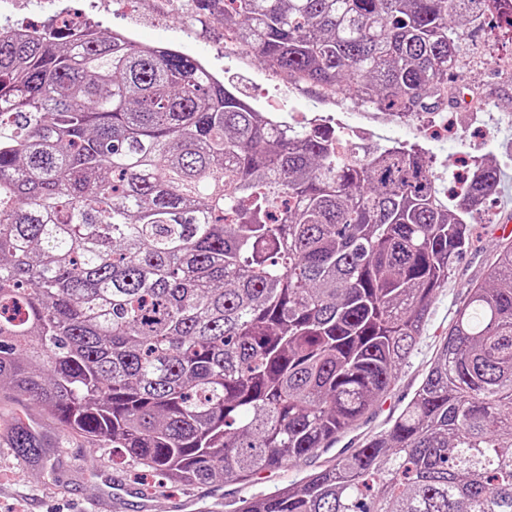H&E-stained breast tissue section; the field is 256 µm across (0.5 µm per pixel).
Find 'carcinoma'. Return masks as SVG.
Instances as JSON below:
<instances>
[{
  "mask_svg": "<svg viewBox=\"0 0 512 512\" xmlns=\"http://www.w3.org/2000/svg\"><path fill=\"white\" fill-rule=\"evenodd\" d=\"M289 80L411 113L512 0H195ZM260 112L125 32L0 33V393L158 487L246 481L355 426L409 358L500 169L444 199L403 146ZM16 455L51 452L21 420ZM236 512H512V241L384 432Z\"/></svg>",
  "mask_w": 512,
  "mask_h": 512,
  "instance_id": "carcinoma-1",
  "label": "carcinoma"
}]
</instances>
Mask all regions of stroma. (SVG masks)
Wrapping results in <instances>:
<instances>
[{"mask_svg": "<svg viewBox=\"0 0 512 512\" xmlns=\"http://www.w3.org/2000/svg\"><path fill=\"white\" fill-rule=\"evenodd\" d=\"M66 13L88 16L103 33L120 29L136 41L202 60L259 111L298 123L319 118L345 136L361 135L370 146L422 150L433 162L439 189L452 186L466 161H496L503 174L501 191L475 217L471 244L431 302L422 334L391 391L357 427L306 461L248 482L170 485L152 495L146 491L151 478L142 469L113 468L111 449L64 431L28 398L0 394V512H95L98 499L114 486L123 493L116 512H178L189 500L201 510L218 503L221 512H232L239 501L272 493L385 431L421 384L469 288L485 279L503 240L499 228L512 225V37L492 15L465 27L463 65L449 72L447 97L422 112L398 115L348 93L327 96L288 81L253 55L227 46L217 16L189 7L187 0H0V20L8 16L37 29ZM17 418L37 427L53 447L51 469H29L15 456L10 428Z\"/></svg>", "mask_w": 512, "mask_h": 512, "instance_id": "35a3bbf8", "label": "stroma"}]
</instances>
